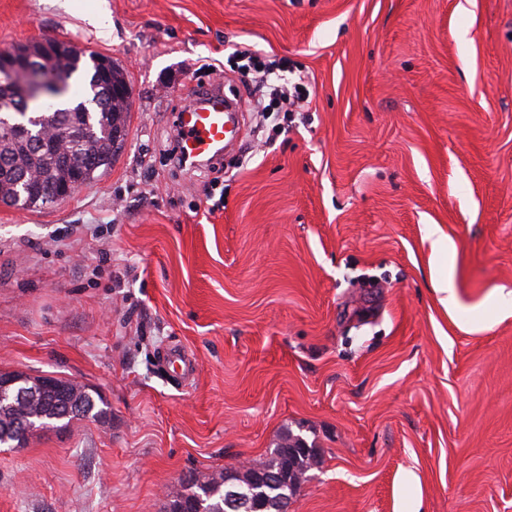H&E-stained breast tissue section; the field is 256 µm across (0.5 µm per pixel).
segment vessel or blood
I'll return each instance as SVG.
<instances>
[{
    "label": "vessel or blood",
    "instance_id": "1",
    "mask_svg": "<svg viewBox=\"0 0 512 512\" xmlns=\"http://www.w3.org/2000/svg\"><path fill=\"white\" fill-rule=\"evenodd\" d=\"M176 127L187 157L214 158L236 142L241 130L239 108L223 90L214 88L177 112Z\"/></svg>",
    "mask_w": 512,
    "mask_h": 512
}]
</instances>
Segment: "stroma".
Masks as SVG:
<instances>
[{
    "mask_svg": "<svg viewBox=\"0 0 512 512\" xmlns=\"http://www.w3.org/2000/svg\"><path fill=\"white\" fill-rule=\"evenodd\" d=\"M47 38L124 68L127 137L82 196L0 205V371L112 417L1 446L0 512H162L287 431L321 452L291 512H512V0H0V46ZM239 43L312 88L281 131L244 108L213 211L161 148L200 84L245 98Z\"/></svg>",
    "mask_w": 512,
    "mask_h": 512,
    "instance_id": "1",
    "label": "stroma"
}]
</instances>
